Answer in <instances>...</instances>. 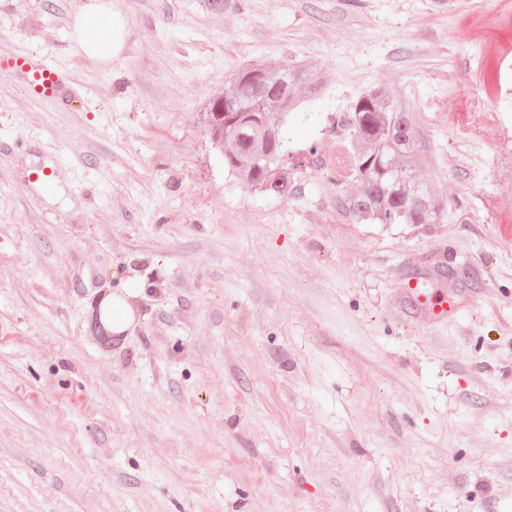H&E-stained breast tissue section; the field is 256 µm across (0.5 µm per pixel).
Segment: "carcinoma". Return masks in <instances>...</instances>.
Masks as SVG:
<instances>
[{"mask_svg":"<svg viewBox=\"0 0 512 512\" xmlns=\"http://www.w3.org/2000/svg\"><path fill=\"white\" fill-rule=\"evenodd\" d=\"M323 79L307 65L247 64L201 113L224 166L259 193L288 195L281 130L288 114L321 95ZM356 137L351 177L357 192L336 199L357 224H437L442 205L422 182L424 158L410 109L386 90L373 89L351 106Z\"/></svg>","mask_w":512,"mask_h":512,"instance_id":"cac0c4a2","label":"carcinoma"}]
</instances>
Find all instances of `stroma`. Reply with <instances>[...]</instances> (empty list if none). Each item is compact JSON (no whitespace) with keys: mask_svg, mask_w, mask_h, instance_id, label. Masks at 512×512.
<instances>
[{"mask_svg":"<svg viewBox=\"0 0 512 512\" xmlns=\"http://www.w3.org/2000/svg\"><path fill=\"white\" fill-rule=\"evenodd\" d=\"M85 2L0 0V58L67 77L61 104L0 71V512H512V0H112L105 64ZM281 60L324 87L269 198L200 114ZM376 87L439 223L336 207L331 132ZM134 282L104 341L97 298ZM112 20V8L104 0H91L75 18V41L87 56L102 60L112 58V40L119 44L122 38L121 33L113 30ZM93 30L99 31V35L88 36ZM141 285H130L120 291L112 292V296H106L100 301L102 318L112 327V333L121 334L135 321V309L133 299L143 292ZM112 312V318L107 313ZM410 291L415 305L437 321L447 320L448 314L454 309V301L448 302V299L434 301L432 297L425 295L418 288H410Z\"/></svg>","mask_w":512,"mask_h":512,"instance_id":"stroma-1","label":"stroma"}]
</instances>
